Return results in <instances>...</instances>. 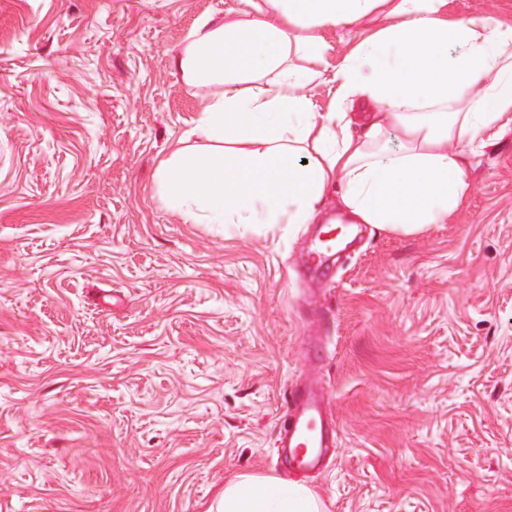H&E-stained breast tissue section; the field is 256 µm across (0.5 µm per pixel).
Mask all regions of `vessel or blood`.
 Returning <instances> with one entry per match:
<instances>
[{
    "label": "vessel or blood",
    "instance_id": "vessel-or-blood-1",
    "mask_svg": "<svg viewBox=\"0 0 512 512\" xmlns=\"http://www.w3.org/2000/svg\"><path fill=\"white\" fill-rule=\"evenodd\" d=\"M344 238L318 242L303 257L311 271L322 269L328 253L344 245ZM286 413L278 445L289 465L299 468L317 467L330 448L336 445L337 424L328 410L323 387L310 384L292 388L285 397Z\"/></svg>",
    "mask_w": 512,
    "mask_h": 512
}]
</instances>
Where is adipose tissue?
Segmentation results:
<instances>
[{
	"instance_id": "ef3b65f1",
	"label": "adipose tissue",
	"mask_w": 512,
	"mask_h": 512,
	"mask_svg": "<svg viewBox=\"0 0 512 512\" xmlns=\"http://www.w3.org/2000/svg\"><path fill=\"white\" fill-rule=\"evenodd\" d=\"M446 0H238L201 15L175 55L190 86L213 85L156 178L188 224H311L328 197L356 224L416 233L469 196L470 157L512 130V24L447 21ZM350 46L320 111L329 43ZM399 145L390 148L389 136ZM217 512H321L310 487L279 476L227 481Z\"/></svg>"
}]
</instances>
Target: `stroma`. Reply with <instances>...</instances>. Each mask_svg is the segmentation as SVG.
I'll return each instance as SVG.
<instances>
[{
    "instance_id": "obj_1",
    "label": "stroma",
    "mask_w": 512,
    "mask_h": 512,
    "mask_svg": "<svg viewBox=\"0 0 512 512\" xmlns=\"http://www.w3.org/2000/svg\"><path fill=\"white\" fill-rule=\"evenodd\" d=\"M234 4L0 0V512H210L285 475L308 375L323 512H512V130L448 223L309 281L317 225L186 224L156 179L212 93L173 57ZM286 413L277 448L291 466L315 468L336 447L337 424L328 410L323 387L311 383L294 387L284 398Z\"/></svg>"
}]
</instances>
